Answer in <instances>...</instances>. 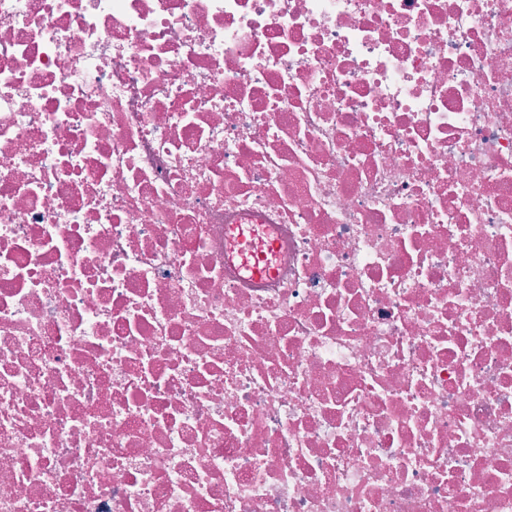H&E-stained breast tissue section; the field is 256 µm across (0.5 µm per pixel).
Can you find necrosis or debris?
Instances as JSON below:
<instances>
[{"mask_svg":"<svg viewBox=\"0 0 512 512\" xmlns=\"http://www.w3.org/2000/svg\"><path fill=\"white\" fill-rule=\"evenodd\" d=\"M0 512H512V0H0Z\"/></svg>","mask_w":512,"mask_h":512,"instance_id":"obj_1","label":"necrosis or debris"}]
</instances>
